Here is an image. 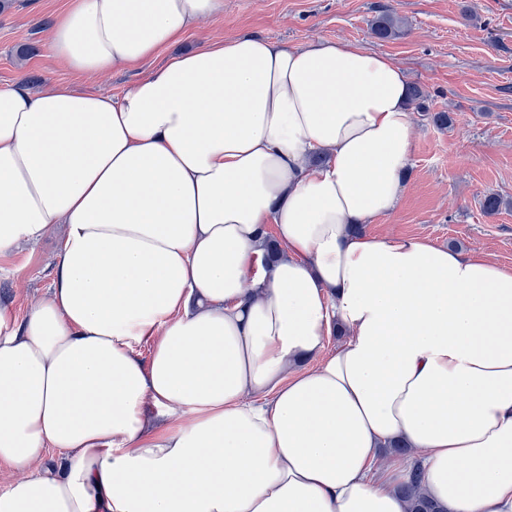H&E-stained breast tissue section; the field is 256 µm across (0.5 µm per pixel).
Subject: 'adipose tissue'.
<instances>
[{
	"label": "adipose tissue",
	"mask_w": 512,
	"mask_h": 512,
	"mask_svg": "<svg viewBox=\"0 0 512 512\" xmlns=\"http://www.w3.org/2000/svg\"><path fill=\"white\" fill-rule=\"evenodd\" d=\"M223 13L70 0L50 50L130 70ZM159 60L0 87V255L65 227L49 295L0 301V512H406L392 442L445 512H512V269L365 231L406 189L407 74L251 34Z\"/></svg>",
	"instance_id": "obj_1"
}]
</instances>
